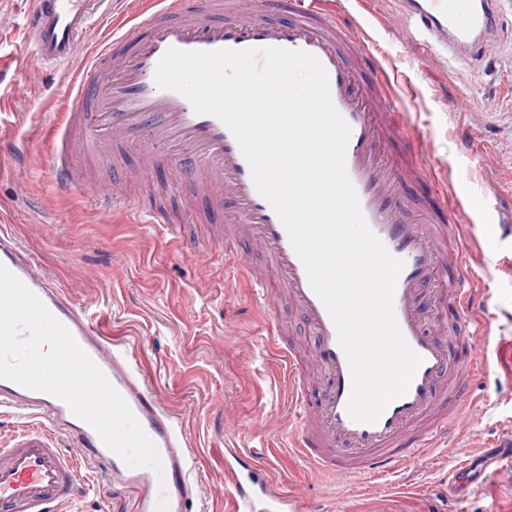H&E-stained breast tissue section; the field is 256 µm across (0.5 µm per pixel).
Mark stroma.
<instances>
[{
    "label": "stroma",
    "mask_w": 512,
    "mask_h": 512,
    "mask_svg": "<svg viewBox=\"0 0 512 512\" xmlns=\"http://www.w3.org/2000/svg\"><path fill=\"white\" fill-rule=\"evenodd\" d=\"M361 30L375 62L397 78L411 120L408 136L424 154L426 178L459 200L454 234L487 297V345L470 376L473 417L453 452L426 449L394 476L343 482L311 470L289 446L295 415L284 364L269 348L272 316L251 282L226 264L239 252L198 223L193 191L170 188L174 171L156 169L150 186L131 179L140 149L90 163L88 177L126 186L129 204L89 202L51 172L49 128L67 107L72 67L29 83L28 56L16 44L29 0H0V128L21 127L27 142L0 155V226L38 261L53 283L134 355L139 375L183 420L199 497L186 512H231L235 449L261 455L257 473L270 492H302L303 512H512V10H505L479 59L449 58L392 26L405 0H337ZM171 210L187 224L178 241L147 223L142 206ZM211 253L201 270V252ZM90 491L61 512H134L135 497L96 471L80 469Z\"/></svg>",
    "instance_id": "1"
}]
</instances>
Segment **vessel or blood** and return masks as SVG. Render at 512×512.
Listing matches in <instances>:
<instances>
[{"mask_svg": "<svg viewBox=\"0 0 512 512\" xmlns=\"http://www.w3.org/2000/svg\"><path fill=\"white\" fill-rule=\"evenodd\" d=\"M108 0H31L21 45L29 75L83 56L84 70L68 89V108L50 130L55 180L63 188L97 194L81 179L75 152L138 142L139 180L160 166L182 168L209 207L224 214V231L237 235L244 252L237 269L252 275V254L270 269L257 280L261 302L286 295L312 341L318 377H311L284 341L273 347L288 371L289 398L298 408L292 446L311 469L339 480L412 466L424 449L445 443L468 419L465 373L482 335L485 301L468 264V247L455 238V202L432 186L415 192L423 164L404 131L406 113L395 105L391 83L378 82L367 47L334 9V0H146L122 32L99 38L89 49L81 39L104 16ZM506 0H408V17L449 57L465 59L484 49L500 23ZM215 51L286 48L315 56L329 79L334 107L351 128L346 169L364 217L390 255L404 266L397 276L393 309L408 346L422 358L405 393L376 420L359 421L348 404L353 374L335 325L313 291L281 220L257 191L250 167L229 128L196 113L186 97L155 83L168 49ZM0 264L18 277L72 334L77 344L122 395L156 445L163 476L131 468L53 395L0 379V412L43 418L0 445V512H54L78 492L79 464L98 469L132 491L136 512H156L167 496L169 512H185L196 493L181 424L166 412L159 390L135 373L126 349L60 289L50 287L37 262L0 235ZM447 321V335L435 324ZM66 435L81 457L58 444ZM245 477L230 492L233 512H295L297 496L270 497L253 474L255 456L233 457Z\"/></svg>", "mask_w": 512, "mask_h": 512, "instance_id": "b4317fda", "label": "vessel or blood"}]
</instances>
